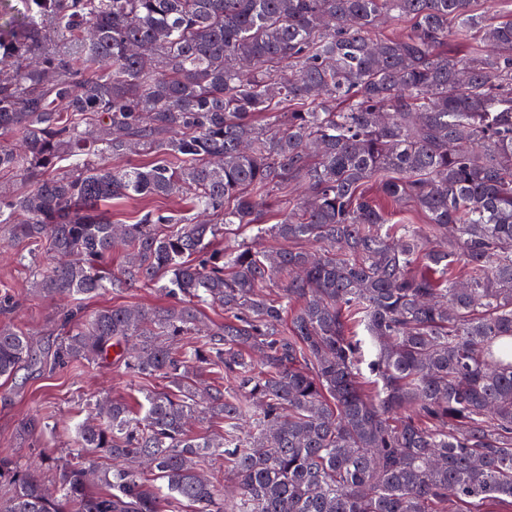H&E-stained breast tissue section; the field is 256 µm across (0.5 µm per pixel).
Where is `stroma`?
Listing matches in <instances>:
<instances>
[{
  "mask_svg": "<svg viewBox=\"0 0 512 512\" xmlns=\"http://www.w3.org/2000/svg\"><path fill=\"white\" fill-rule=\"evenodd\" d=\"M24 250V242L0 239V297L10 295L18 300L15 322L29 329L38 345L45 347L56 341V322L67 300L29 295L30 270L17 259ZM170 302V297L155 288H108L84 302L83 308L89 313L109 306L152 308ZM161 385V379L133 377L123 365L111 360L99 365L72 361L51 372L22 367L11 378H0V456L11 457L54 480L57 463L68 459L72 451L88 403L106 396L138 397L144 390ZM32 421L39 424L33 433L26 429Z\"/></svg>",
  "mask_w": 512,
  "mask_h": 512,
  "instance_id": "35a3bbf8",
  "label": "stroma"
}]
</instances>
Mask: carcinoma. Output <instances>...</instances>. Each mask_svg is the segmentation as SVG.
<instances>
[{
  "mask_svg": "<svg viewBox=\"0 0 512 512\" xmlns=\"http://www.w3.org/2000/svg\"><path fill=\"white\" fill-rule=\"evenodd\" d=\"M0 0V228L64 261L48 357L0 300V378L115 361L56 492L0 457V512H512V15L474 0ZM386 18L397 36L376 34ZM476 45L448 53V37ZM157 159L130 165L134 150ZM179 160L176 166L168 158ZM426 223L391 224L365 187ZM187 200L195 217L127 198ZM278 216L267 224L264 216ZM248 240L217 248L221 230ZM286 246L257 248L266 237ZM123 254L118 272L101 264ZM279 288L276 293L272 287ZM224 323L202 334V310ZM224 425L198 434L190 422ZM112 458L93 469L83 451ZM224 460L233 493L198 467ZM145 206L167 211H180L182 209L181 201L163 198H156L150 201L133 198L119 203L112 202V204L107 206V209L112 214L113 224H132L139 211Z\"/></svg>",
  "mask_w": 512,
  "mask_h": 512,
  "instance_id": "carcinoma-1",
  "label": "carcinoma"
}]
</instances>
